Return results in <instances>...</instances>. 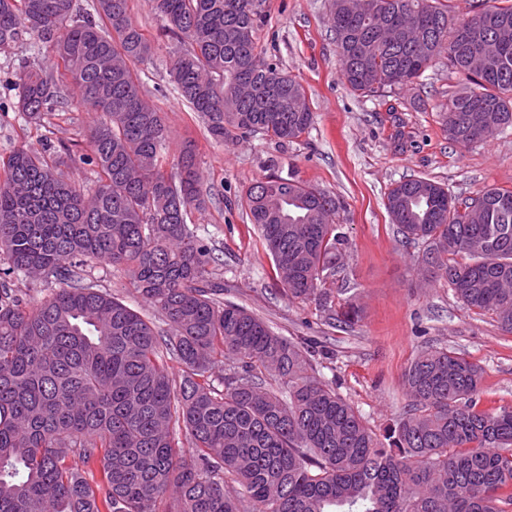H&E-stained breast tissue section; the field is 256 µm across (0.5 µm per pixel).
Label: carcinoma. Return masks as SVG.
Segmentation results:
<instances>
[{
	"label": "carcinoma",
	"mask_w": 512,
	"mask_h": 512,
	"mask_svg": "<svg viewBox=\"0 0 512 512\" xmlns=\"http://www.w3.org/2000/svg\"><path fill=\"white\" fill-rule=\"evenodd\" d=\"M149 3L175 41L172 82L212 139L261 134L283 146L309 132L304 86L259 47L263 4ZM457 9L329 3L348 88L403 89L444 59L462 88L442 124L468 146L512 129V0ZM30 40L52 48L55 74L20 73L18 111L41 123L68 80L102 119L78 157L97 169L90 196L43 154L18 148L0 163V512H150L167 496L170 512H240L244 499L253 512H512V406H479L480 365L446 346L421 349L403 375L407 409L378 434L316 376L310 344L224 299L212 251L187 224L208 199L192 152L165 172L169 131L138 70L155 46L129 0L89 10L0 0V49ZM476 196L487 203L466 220L447 187L413 177L392 184L384 205L420 246L419 264L512 334V190ZM241 206L288 297L332 311L347 244L341 199L290 173L253 183ZM96 261L125 270L167 329L96 288ZM45 273L65 286L35 306L10 292L12 278Z\"/></svg>",
	"instance_id": "cac0c4a2"
}]
</instances>
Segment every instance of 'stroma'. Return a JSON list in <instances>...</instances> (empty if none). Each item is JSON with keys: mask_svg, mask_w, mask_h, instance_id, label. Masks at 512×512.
<instances>
[{"mask_svg": "<svg viewBox=\"0 0 512 512\" xmlns=\"http://www.w3.org/2000/svg\"><path fill=\"white\" fill-rule=\"evenodd\" d=\"M129 7L157 47L153 63L140 69L142 95L162 112L172 151L192 148L210 197L188 222L213 249L225 298L252 309L280 335L315 342L319 376L335 382L375 430L402 414L404 371L429 345L458 349L483 367L481 406L512 405V335L494 316L462 310L444 278L420 275L418 246L402 242L384 206L391 184L410 177L432 179L462 197L491 187L512 190V132L466 148L449 143L439 113L461 83L440 60L420 85L375 97L354 94L339 76L328 0H265L261 45L304 86L314 124L283 147L262 136L218 143L168 75L171 40L148 0H130ZM27 65L52 69L54 54L25 45L0 50V159L21 146L41 151L51 144L66 178L94 188L95 174L73 158L87 152L97 113L77 104L65 84L64 105L41 126L26 124L16 108L15 78ZM290 172L345 203V287L336 299L359 306L352 327L330 324L315 300H289L241 206L256 180Z\"/></svg>", "mask_w": 512, "mask_h": 512, "instance_id": "35a3bbf8", "label": "stroma"}]
</instances>
